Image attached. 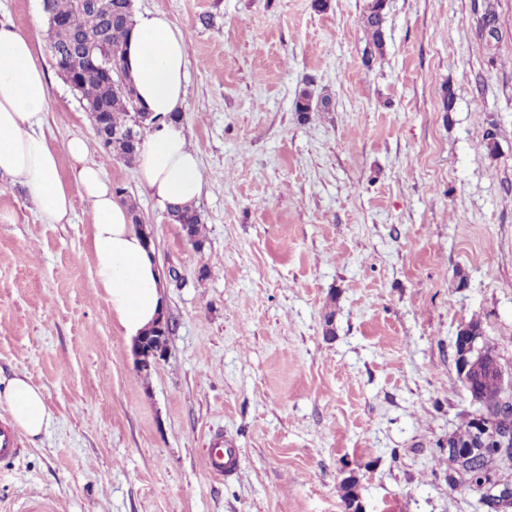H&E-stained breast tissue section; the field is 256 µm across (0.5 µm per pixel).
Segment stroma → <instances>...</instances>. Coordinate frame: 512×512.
Masks as SVG:
<instances>
[{
    "mask_svg": "<svg viewBox=\"0 0 512 512\" xmlns=\"http://www.w3.org/2000/svg\"><path fill=\"white\" fill-rule=\"evenodd\" d=\"M367 3L135 0L184 36L197 250L102 148L52 66L41 0H0L47 74L45 134L74 203L47 223L0 178V374L27 375L52 415L0 463V512L38 497L58 512H343L351 470L367 512H485L434 453L476 410L458 330L479 320L512 372V0H386L369 63ZM305 88L331 98L306 122ZM78 133L167 278L172 332L147 376L95 279L66 151ZM212 448L233 449V475L207 471ZM294 107L295 112L299 113L300 118L306 121L310 112L330 111V100L329 98H322L320 102L313 105L312 94L308 90H302L296 97Z\"/></svg>",
    "mask_w": 512,
    "mask_h": 512,
    "instance_id": "stroma-1",
    "label": "stroma"
}]
</instances>
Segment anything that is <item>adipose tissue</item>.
Masks as SVG:
<instances>
[{
  "mask_svg": "<svg viewBox=\"0 0 512 512\" xmlns=\"http://www.w3.org/2000/svg\"><path fill=\"white\" fill-rule=\"evenodd\" d=\"M127 54L138 94L157 121L137 160L138 177L160 206L196 202L204 185L200 159L184 130L170 119L186 100L184 37L164 13L139 14ZM47 105L45 73L28 36L0 24V176L27 186L35 208L49 223L66 224L72 200L59 177L57 155L42 132ZM66 150L93 220L97 283L121 335L133 339L163 310L165 282L101 166L88 162L84 136H73ZM0 404L9 407L15 426L27 436H40L50 425L44 394L26 375L0 376Z\"/></svg>",
  "mask_w": 512,
  "mask_h": 512,
  "instance_id": "adipose-tissue-1",
  "label": "adipose tissue"
}]
</instances>
